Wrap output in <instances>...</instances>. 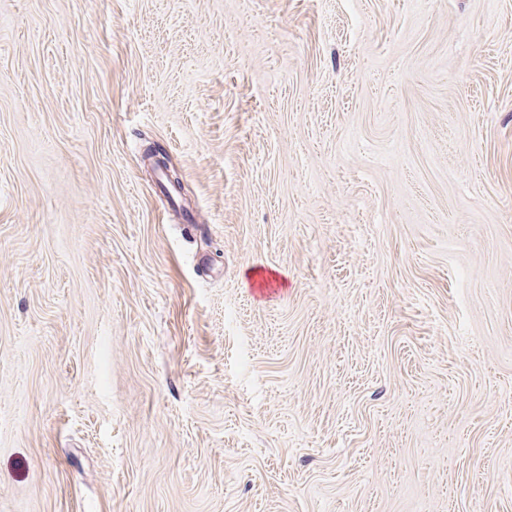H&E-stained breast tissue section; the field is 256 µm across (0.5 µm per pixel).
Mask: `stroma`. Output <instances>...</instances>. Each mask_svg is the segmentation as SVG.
Returning a JSON list of instances; mask_svg holds the SVG:
<instances>
[{
  "instance_id": "stroma-1",
  "label": "stroma",
  "mask_w": 512,
  "mask_h": 512,
  "mask_svg": "<svg viewBox=\"0 0 512 512\" xmlns=\"http://www.w3.org/2000/svg\"><path fill=\"white\" fill-rule=\"evenodd\" d=\"M0 512H512V0H0Z\"/></svg>"
}]
</instances>
